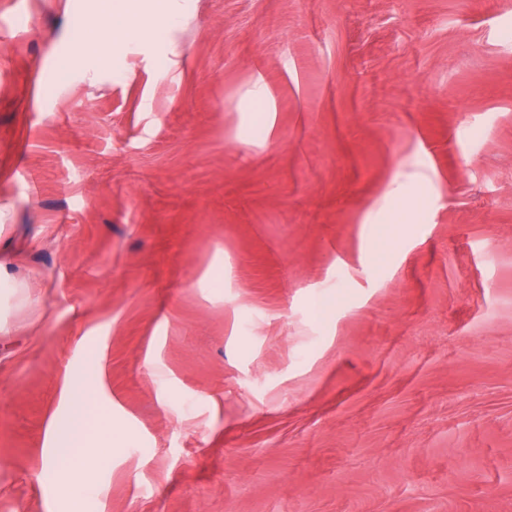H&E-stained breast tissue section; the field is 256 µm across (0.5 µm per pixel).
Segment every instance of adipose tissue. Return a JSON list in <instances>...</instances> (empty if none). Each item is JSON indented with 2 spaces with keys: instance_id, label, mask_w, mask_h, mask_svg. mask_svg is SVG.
<instances>
[{
  "instance_id": "ef3b65f1",
  "label": "adipose tissue",
  "mask_w": 512,
  "mask_h": 512,
  "mask_svg": "<svg viewBox=\"0 0 512 512\" xmlns=\"http://www.w3.org/2000/svg\"><path fill=\"white\" fill-rule=\"evenodd\" d=\"M105 13L111 17L112 24L98 30L97 38L117 45L151 36V29L141 23L143 16H154L168 27L180 20L174 0H150L146 5L139 4L138 0H108ZM61 394L70 402L72 413L64 425L58 419H51L49 431L54 446L37 479L66 491L67 512H84L89 488L86 477L101 463L102 443L113 439L112 418L98 402L92 372L66 373Z\"/></svg>"
}]
</instances>
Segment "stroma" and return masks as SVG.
I'll use <instances>...</instances> for the list:
<instances>
[{
    "mask_svg": "<svg viewBox=\"0 0 512 512\" xmlns=\"http://www.w3.org/2000/svg\"><path fill=\"white\" fill-rule=\"evenodd\" d=\"M181 3L0 0V512L92 363L85 512H512V0ZM149 1L152 2L142 5L135 0H109L102 13L112 18V26L98 30L97 39L106 41L112 38L115 45L147 39L154 31L142 25L144 15L156 17L161 26L173 27L179 22L181 16L175 9V1ZM249 105L254 123L259 125L266 135L274 133V111L269 91L261 78H256L249 91Z\"/></svg>",
    "mask_w": 512,
    "mask_h": 512,
    "instance_id": "stroma-1",
    "label": "stroma"
}]
</instances>
